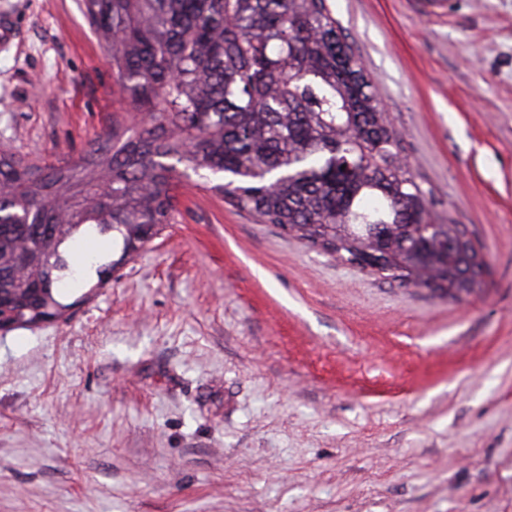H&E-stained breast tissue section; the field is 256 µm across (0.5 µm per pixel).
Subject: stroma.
Wrapping results in <instances>:
<instances>
[{
    "instance_id": "stroma-1",
    "label": "stroma",
    "mask_w": 512,
    "mask_h": 512,
    "mask_svg": "<svg viewBox=\"0 0 512 512\" xmlns=\"http://www.w3.org/2000/svg\"><path fill=\"white\" fill-rule=\"evenodd\" d=\"M433 213L458 299L183 178L170 224L62 317L0 332V512H512V0H329ZM84 0H0V149L126 119Z\"/></svg>"
}]
</instances>
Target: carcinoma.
Returning a JSON list of instances; mask_svg holds the SVG:
<instances>
[{
    "label": "carcinoma",
    "instance_id": "1",
    "mask_svg": "<svg viewBox=\"0 0 512 512\" xmlns=\"http://www.w3.org/2000/svg\"><path fill=\"white\" fill-rule=\"evenodd\" d=\"M84 15L143 121L112 124L74 162L0 150V212L27 216L0 222V292L25 322L62 316L63 289L110 275L170 222L177 163L224 174L232 207L387 279L481 286L483 254L429 209L328 0H85ZM91 235L119 259L77 254Z\"/></svg>",
    "mask_w": 512,
    "mask_h": 512
}]
</instances>
